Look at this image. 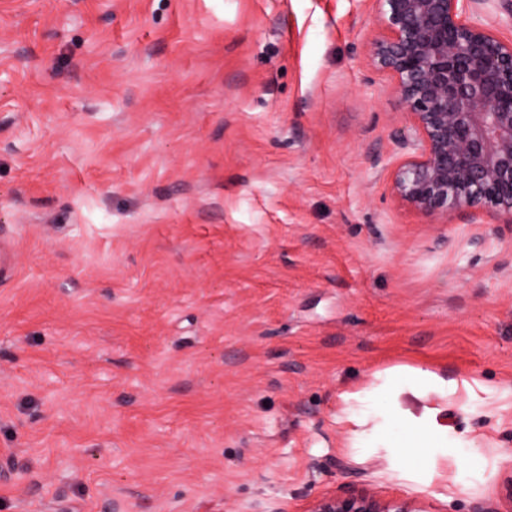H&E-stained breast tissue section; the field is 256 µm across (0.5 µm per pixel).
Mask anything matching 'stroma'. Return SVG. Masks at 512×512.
I'll return each mask as SVG.
<instances>
[{"label":"stroma","instance_id":"1","mask_svg":"<svg viewBox=\"0 0 512 512\" xmlns=\"http://www.w3.org/2000/svg\"><path fill=\"white\" fill-rule=\"evenodd\" d=\"M372 0H0V512H505L512 223L397 198ZM424 369L447 448L348 414ZM309 512H413L406 503L384 501L367 491L316 499Z\"/></svg>","mask_w":512,"mask_h":512}]
</instances>
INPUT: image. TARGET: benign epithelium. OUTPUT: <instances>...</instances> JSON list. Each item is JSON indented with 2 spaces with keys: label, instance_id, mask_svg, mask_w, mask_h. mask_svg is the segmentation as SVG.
<instances>
[{
  "label": "benign epithelium",
  "instance_id": "obj_1",
  "mask_svg": "<svg viewBox=\"0 0 512 512\" xmlns=\"http://www.w3.org/2000/svg\"><path fill=\"white\" fill-rule=\"evenodd\" d=\"M369 65L389 75L413 120L414 154L392 192L432 221L488 205L512 223V42L472 20L491 0H374ZM308 512H414L367 491L323 496Z\"/></svg>",
  "mask_w": 512,
  "mask_h": 512
}]
</instances>
